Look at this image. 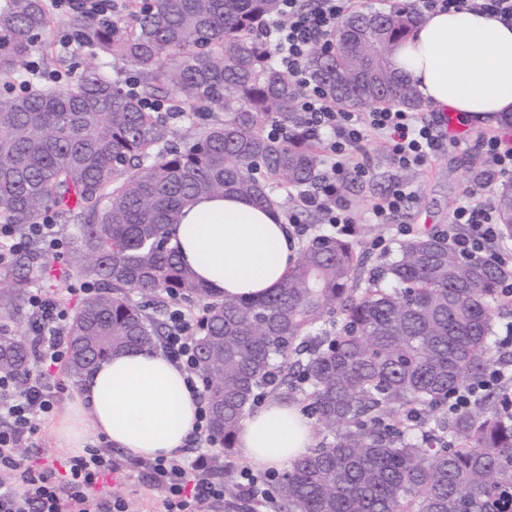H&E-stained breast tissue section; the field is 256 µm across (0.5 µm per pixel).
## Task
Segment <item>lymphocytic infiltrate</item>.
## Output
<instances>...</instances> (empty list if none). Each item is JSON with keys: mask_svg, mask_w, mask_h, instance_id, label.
<instances>
[{"mask_svg": "<svg viewBox=\"0 0 512 512\" xmlns=\"http://www.w3.org/2000/svg\"><path fill=\"white\" fill-rule=\"evenodd\" d=\"M280 4L288 20L273 22L269 34L280 67L300 80L309 51L327 41L340 20L352 12L354 0H312L308 7L301 6L300 0H280ZM297 124L303 138L317 144L326 159L318 183L301 193L288 214L289 224L301 236L309 230L301 220L308 212L318 213L322 223L335 233L356 234L357 222L341 189L349 175L364 178L369 174L368 167L353 157L362 142L383 140L391 163L412 169L424 166L441 150L446 138L439 122L426 120L420 113L392 106L352 112L307 86L302 89ZM476 146L488 165L487 180L465 193L442 234L466 258L512 266V247L500 243L490 191L492 180L512 177V141L491 134L480 137ZM33 241L42 245L46 255L59 257L63 241L50 217H42L22 231L1 224L0 265ZM28 304L36 317L32 326L36 367L28 371L20 389L12 375L0 373V512H87L95 487L117 469L111 452L86 449L84 454L71 457L61 471L51 465L33 467L18 452L19 446L31 439L33 417L53 409L55 395L47 374L67 358V310L36 288L31 289ZM169 323L164 350L185 371H192L190 323L181 307L171 308ZM154 474L165 492V512H195L198 504L224 492L201 458L191 463L178 456L158 460Z\"/></svg>", "mask_w": 512, "mask_h": 512, "instance_id": "f902f5d3", "label": "lymphocytic infiltrate"}]
</instances>
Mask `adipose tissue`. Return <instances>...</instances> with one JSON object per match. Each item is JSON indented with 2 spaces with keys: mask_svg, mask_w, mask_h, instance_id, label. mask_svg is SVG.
<instances>
[{
  "mask_svg": "<svg viewBox=\"0 0 512 512\" xmlns=\"http://www.w3.org/2000/svg\"><path fill=\"white\" fill-rule=\"evenodd\" d=\"M391 65L436 111L485 124L512 116V25L486 14L424 12ZM172 243L212 292L226 298L267 294L298 257L297 239L278 210L235 196L185 208ZM199 409L197 389L162 350H132L83 378L58 434L74 448L101 436L134 456L169 459L184 448ZM314 443L311 418L274 399L248 416L236 437L243 458L272 469L289 467Z\"/></svg>",
  "mask_w": 512,
  "mask_h": 512,
  "instance_id": "1",
  "label": "adipose tissue"
}]
</instances>
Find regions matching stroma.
<instances>
[{
	"mask_svg": "<svg viewBox=\"0 0 512 512\" xmlns=\"http://www.w3.org/2000/svg\"><path fill=\"white\" fill-rule=\"evenodd\" d=\"M492 132L512 136V117L494 126L452 120L450 134L455 138L454 143L445 145L425 166L410 171L394 167L382 143L371 140L361 146L359 157L370 166L371 177L349 185L346 198L361 226L354 242L366 252L370 264H377L381 256L380 251L371 249V240L380 235L393 239L396 225H413L415 234L422 235L436 232L447 223L465 191L473 187L487 169L485 159L474 143L479 135ZM398 181L412 186L414 200L395 214L391 225L374 223L372 203ZM50 383L56 389V404L52 413L34 418V438L45 450V461L60 462L74 456L75 451L59 443L54 427L69 411L76 388L61 368L56 370ZM112 458L118 469L98 484L95 499H122L125 512H164V492L154 480L152 461L135 458L118 448L113 449Z\"/></svg>",
	"mask_w": 512,
	"mask_h": 512,
	"instance_id": "obj_1",
	"label": "stroma"
}]
</instances>
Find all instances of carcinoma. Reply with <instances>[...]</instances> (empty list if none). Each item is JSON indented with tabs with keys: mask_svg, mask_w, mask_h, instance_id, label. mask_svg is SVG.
Segmentation results:
<instances>
[{
	"mask_svg": "<svg viewBox=\"0 0 512 512\" xmlns=\"http://www.w3.org/2000/svg\"><path fill=\"white\" fill-rule=\"evenodd\" d=\"M133 23L70 17L65 55L31 73L51 25L46 0H0V221L46 211L74 227L67 270L98 285L69 320L65 374L74 384L113 354L157 348L159 309L199 302L191 339L213 436L224 456L266 396L302 394L326 437L265 481L274 512H512V414L493 388L458 413L448 397L492 363L490 302L512 271L460 258L435 234L397 244L382 263L350 241L305 246L279 287L217 298L171 245L183 210L224 194L282 207L277 188L316 183L315 144L299 137V88L257 36L280 0H133ZM416 0L355 12L307 59V77L336 104H424L390 69L420 20ZM88 45L132 72L136 91L104 66L69 80L58 66ZM177 96L201 122L176 131L147 107ZM275 124L284 135L274 137ZM512 226V185L494 200ZM0 289V372L23 385L33 345L9 328L27 285L50 270L37 248ZM366 287H359L360 282ZM156 304L150 313L132 294ZM338 320L329 333L326 323Z\"/></svg>",
	"mask_w": 512,
	"mask_h": 512,
	"instance_id": "1",
	"label": "carcinoma"
}]
</instances>
